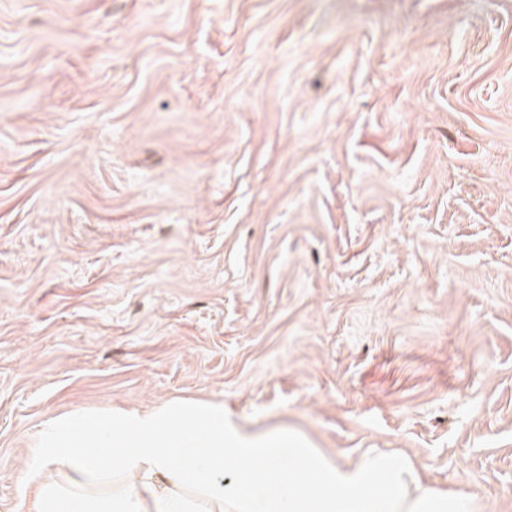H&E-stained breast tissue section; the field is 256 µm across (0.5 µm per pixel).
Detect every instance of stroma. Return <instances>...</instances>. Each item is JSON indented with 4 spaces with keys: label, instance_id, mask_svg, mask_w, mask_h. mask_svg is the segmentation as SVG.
Here are the masks:
<instances>
[{
    "label": "stroma",
    "instance_id": "1",
    "mask_svg": "<svg viewBox=\"0 0 512 512\" xmlns=\"http://www.w3.org/2000/svg\"><path fill=\"white\" fill-rule=\"evenodd\" d=\"M176 398L512 512V0H0V512Z\"/></svg>",
    "mask_w": 512,
    "mask_h": 512
}]
</instances>
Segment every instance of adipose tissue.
Listing matches in <instances>:
<instances>
[{
  "mask_svg": "<svg viewBox=\"0 0 512 512\" xmlns=\"http://www.w3.org/2000/svg\"><path fill=\"white\" fill-rule=\"evenodd\" d=\"M36 448L20 492L37 512H479L423 486L404 456L341 464L293 430L250 432L196 400L60 416Z\"/></svg>",
  "mask_w": 512,
  "mask_h": 512,
  "instance_id": "adipose-tissue-1",
  "label": "adipose tissue"
}]
</instances>
